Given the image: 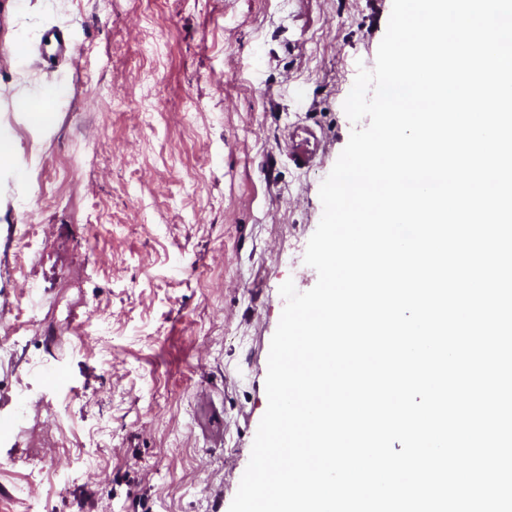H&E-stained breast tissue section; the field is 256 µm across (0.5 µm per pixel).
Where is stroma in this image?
I'll use <instances>...</instances> for the list:
<instances>
[{
  "instance_id": "obj_1",
  "label": "stroma",
  "mask_w": 512,
  "mask_h": 512,
  "mask_svg": "<svg viewBox=\"0 0 512 512\" xmlns=\"http://www.w3.org/2000/svg\"><path fill=\"white\" fill-rule=\"evenodd\" d=\"M392 0H0V512H229ZM73 48L35 65L44 29ZM53 90L50 125L17 107ZM316 131L314 165L285 152ZM36 225L20 260L19 226ZM64 389L51 388L56 373Z\"/></svg>"
}]
</instances>
